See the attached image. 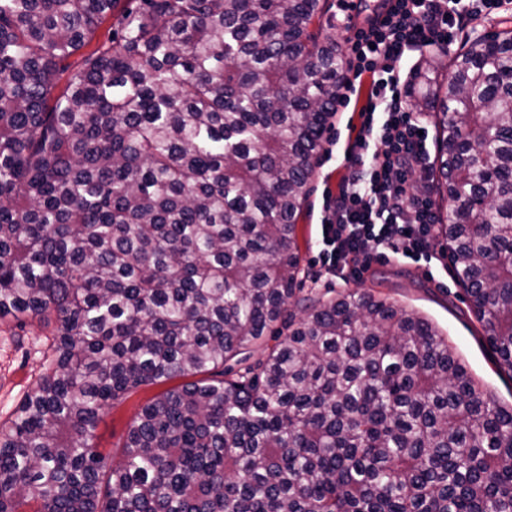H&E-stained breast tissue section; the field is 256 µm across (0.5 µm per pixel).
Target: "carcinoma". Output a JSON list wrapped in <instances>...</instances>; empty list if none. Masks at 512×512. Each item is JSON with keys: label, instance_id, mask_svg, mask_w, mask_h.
Wrapping results in <instances>:
<instances>
[{"label": "carcinoma", "instance_id": "cac0c4a2", "mask_svg": "<svg viewBox=\"0 0 512 512\" xmlns=\"http://www.w3.org/2000/svg\"><path fill=\"white\" fill-rule=\"evenodd\" d=\"M324 9L0 0V321L51 336L0 424V512H512V408L448 337L304 288L343 68ZM451 66L422 57L409 105L436 130L438 236L512 378V27ZM181 377L119 457L97 447L113 400Z\"/></svg>", "mask_w": 512, "mask_h": 512}]
</instances>
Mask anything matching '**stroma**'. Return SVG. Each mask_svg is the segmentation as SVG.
Returning a JSON list of instances; mask_svg holds the SVG:
<instances>
[{"label":"stroma","mask_w":512,"mask_h":512,"mask_svg":"<svg viewBox=\"0 0 512 512\" xmlns=\"http://www.w3.org/2000/svg\"><path fill=\"white\" fill-rule=\"evenodd\" d=\"M352 115L351 108L342 107L332 118L324 134L315 191L297 224L302 266L308 278L315 280L316 292L328 296L343 290L344 285L318 281L311 258L319 240L324 191L335 188L344 173L340 162L349 142ZM354 287L362 292L381 294L430 319L447 335L455 354L482 388L500 405L512 406V379L498 372L481 327L471 315L447 264L436 263L427 268L409 261L375 262L362 279L355 281ZM48 345L47 332L37 322L27 323L22 328L9 321L0 322V423L8 421L43 373ZM165 389L162 383L143 387L114 401L95 431L98 447L119 453L127 429L141 406Z\"/></svg>","instance_id":"35a3bbf8"}]
</instances>
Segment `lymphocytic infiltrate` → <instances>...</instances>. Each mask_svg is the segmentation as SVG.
Returning <instances> with one entry per match:
<instances>
[{"instance_id": "obj_1", "label": "lymphocytic infiltrate", "mask_w": 512, "mask_h": 512, "mask_svg": "<svg viewBox=\"0 0 512 512\" xmlns=\"http://www.w3.org/2000/svg\"><path fill=\"white\" fill-rule=\"evenodd\" d=\"M356 0H337L346 66L342 84L363 96L344 150L346 176L327 192L316 259L327 280L359 277L375 260L432 264L436 214L427 190V124L411 111L404 70L414 55L447 50L469 24L512 15V0H389L356 24Z\"/></svg>"}]
</instances>
